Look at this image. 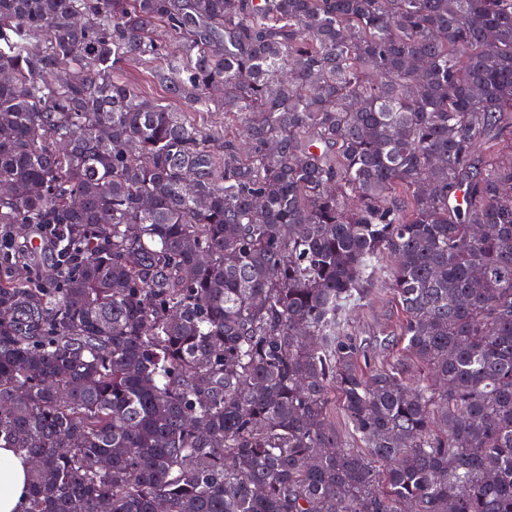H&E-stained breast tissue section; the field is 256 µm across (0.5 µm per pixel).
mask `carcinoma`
Masks as SVG:
<instances>
[{"label": "carcinoma", "mask_w": 512, "mask_h": 512, "mask_svg": "<svg viewBox=\"0 0 512 512\" xmlns=\"http://www.w3.org/2000/svg\"><path fill=\"white\" fill-rule=\"evenodd\" d=\"M0 233L25 512H512V0H0ZM164 66L163 60L160 59L130 58L120 65L118 74L142 95L167 103L173 112H193L184 101L170 97L165 87L152 78L151 73ZM372 293L348 312L349 332L356 338L361 352L376 365L391 361L402 347L400 311L388 287V271L380 267ZM330 418L331 424L336 430V435L339 441L345 448H357L363 449V445L351 434L348 425L346 423L343 411L342 402L336 394V397H332L330 404Z\"/></svg>", "instance_id": "obj_1"}]
</instances>
